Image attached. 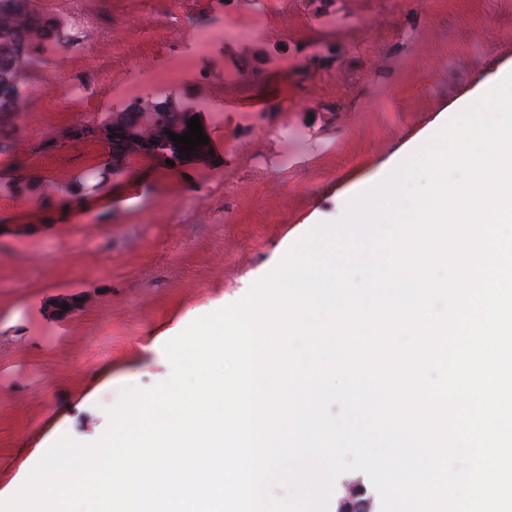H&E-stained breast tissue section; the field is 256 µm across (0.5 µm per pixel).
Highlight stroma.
<instances>
[{
    "mask_svg": "<svg viewBox=\"0 0 512 512\" xmlns=\"http://www.w3.org/2000/svg\"><path fill=\"white\" fill-rule=\"evenodd\" d=\"M72 36L40 51L0 154V495L58 433L91 443L122 388L171 372L165 344L240 300L400 153L512 73V0H34ZM214 37L192 51L195 35ZM188 72L144 89L147 72ZM199 110L212 155L38 151L130 102ZM77 298L67 314L57 302Z\"/></svg>",
    "mask_w": 512,
    "mask_h": 512,
    "instance_id": "stroma-1",
    "label": "stroma"
}]
</instances>
